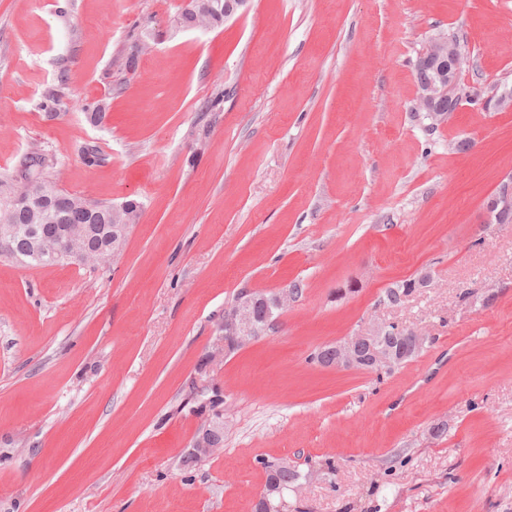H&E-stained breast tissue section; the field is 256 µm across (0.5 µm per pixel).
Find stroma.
Returning <instances> with one entry per match:
<instances>
[{"label": "stroma", "mask_w": 512, "mask_h": 512, "mask_svg": "<svg viewBox=\"0 0 512 512\" xmlns=\"http://www.w3.org/2000/svg\"><path fill=\"white\" fill-rule=\"evenodd\" d=\"M185 6L0 0V198L37 156L59 189L140 204L114 264L0 257V512H253L264 458L302 474L288 512H512V225L479 232L512 175V111L480 102L512 83V0H248L208 29L178 28ZM442 34L467 62L433 129L416 66ZM294 284L207 362L238 292ZM374 316L424 352L311 361ZM196 388L224 448L187 469ZM424 278H427L429 281L432 280L429 273L420 274L416 278L404 280L387 288L384 292L383 298L389 304L398 305L404 301V298L409 297L416 288H422V281Z\"/></svg>", "instance_id": "stroma-1"}]
</instances>
